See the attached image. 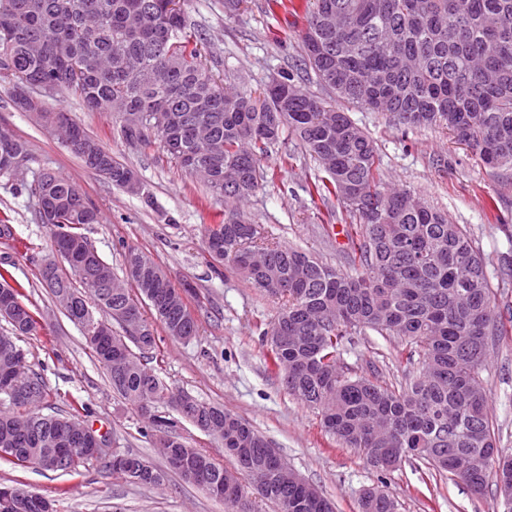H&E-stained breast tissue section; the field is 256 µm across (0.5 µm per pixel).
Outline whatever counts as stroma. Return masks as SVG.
Listing matches in <instances>:
<instances>
[{
    "mask_svg": "<svg viewBox=\"0 0 512 512\" xmlns=\"http://www.w3.org/2000/svg\"><path fill=\"white\" fill-rule=\"evenodd\" d=\"M183 10L205 38L220 72L237 88L257 92L272 78L287 74L305 92L328 98L303 61L305 0L277 7L266 0H245L232 15L225 13L224 0H185ZM10 92V84L0 82V130L30 144L32 159L23 180L33 181L48 169L84 190L99 216L86 234L115 273H122L124 251L132 246L159 264L175 287L187 284L193 290L188 304L198 321V336L187 342L161 336L144 363L159 368L167 385L245 419L290 467L335 503L336 512H356L362 490L377 484V473L355 450L337 446L321 428L317 413L290 396L274 372L260 332L274 318L277 300L213 261L204 248L203 227L223 221V201L170 162L162 148L141 151L128 144L116 116L87 111L71 95L48 98V106L70 112L131 168L141 190L132 194L112 185L30 114L15 110ZM348 113L377 143L383 187L409 190L425 205L448 214L467 229L485 260L494 311L508 334L490 349L482 378L500 447L512 454V271L506 267L512 261V178L490 169L444 129H407L384 113L357 105L349 106ZM284 148L291 160L281 163L276 153L267 159L274 175L242 203V212L282 244L344 267L348 212L337 201L325 204L310 194L311 185L324 176L322 169L296 140H286ZM18 183L0 177V222L14 230L12 239H0V268L29 287L31 301L44 315L37 335L23 337L21 344L32 369L55 393L50 406L64 411L71 399L84 402L90 410L87 424L106 435L112 447L165 469L137 409L113 392L79 326L55 307L50 289L39 284L37 262L52 254L51 231L36 221L35 201L18 192ZM398 344L395 337L371 331L344 340L341 358L354 371L395 384L404 369L396 359ZM0 482L54 500L57 512H225L222 501L177 473L168 472L161 487H135L97 461L78 474L1 461ZM386 483L402 502V512L504 510L495 487L476 497L462 484L407 463L388 475Z\"/></svg>",
    "mask_w": 512,
    "mask_h": 512,
    "instance_id": "stroma-1",
    "label": "stroma"
}]
</instances>
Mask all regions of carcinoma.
<instances>
[{"mask_svg":"<svg viewBox=\"0 0 512 512\" xmlns=\"http://www.w3.org/2000/svg\"><path fill=\"white\" fill-rule=\"evenodd\" d=\"M169 0H0V79L16 85L19 75L49 86L45 98L71 94L90 112L117 114L121 134L137 147L166 151L209 192L224 198L219 224L223 254L205 249L261 291L285 305L260 335L268 337L272 364L288 394L318 411L321 427L342 448L361 452L367 466L386 475L416 461L473 495L493 484L504 512H512V457L500 453L481 373L489 348L503 335L492 305L484 259L467 232L447 215L425 206L404 189L379 188L375 141L340 104L355 103L389 114L407 128L442 126L480 160L512 171V0H306L303 61L334 102L311 95L290 76L251 93L213 72L199 32ZM76 141L68 150L86 168L102 169L81 149L91 140L71 122ZM293 135L328 174L327 191L359 218L347 264L337 269L297 248L271 241L261 224L240 213L237 203L266 178L264 162L284 134ZM6 150L31 160L27 141L0 135ZM109 157L104 178L123 188L133 171ZM35 198L36 216L54 228L53 245L65 265L56 281L42 267L37 279L81 329L100 322L97 306L122 329L89 340L112 390L146 421L165 458L180 457L177 473L224 502L227 512H258L246 488L253 475L262 500L288 512H333L314 485L295 478L288 463L272 460L267 439L224 408L176 392L140 354L157 347L154 321L140 310L149 302L165 334L189 341L198 322L188 290L166 282V273L135 247L127 248V281L83 233L98 222L82 189L62 175L43 172L22 185ZM0 271V291L14 298L0 318L12 334H0V377L16 373L27 350L18 341L36 333L38 310L27 304L21 284ZM65 296H59V292ZM374 331L402 342L405 376L388 386L349 372L340 346L352 334ZM24 374L38 399L9 398L0 386V460L23 467L49 461L70 447V435L85 426L84 404L68 414H45L50 390L31 368ZM183 421L212 426L207 436L224 444L234 468L190 445ZM142 468L109 465L126 483L160 487L166 472L136 455ZM0 512H52L39 494L11 487ZM398 497L376 486L358 501V512H400Z\"/></svg>","mask_w":512,"mask_h":512,"instance_id":"cac0c4a2","label":"carcinoma"}]
</instances>
